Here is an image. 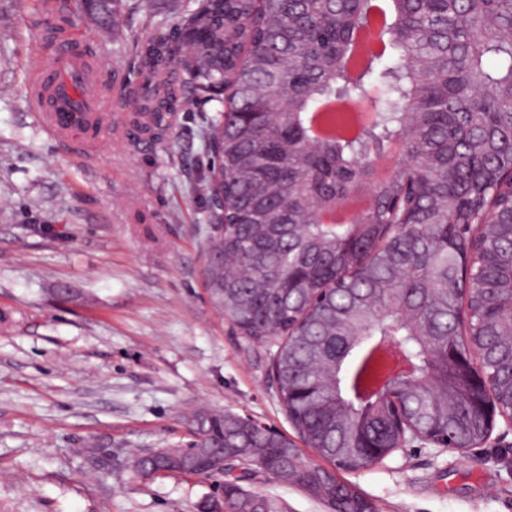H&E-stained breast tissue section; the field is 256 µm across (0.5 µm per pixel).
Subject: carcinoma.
<instances>
[{
    "label": "carcinoma",
    "mask_w": 512,
    "mask_h": 512,
    "mask_svg": "<svg viewBox=\"0 0 512 512\" xmlns=\"http://www.w3.org/2000/svg\"><path fill=\"white\" fill-rule=\"evenodd\" d=\"M388 15L382 49L349 65L356 30ZM197 36L180 62L148 37L140 72L175 67L151 121L162 132L193 98L233 79L216 110L224 238L207 272L214 306L246 339L279 341L271 370L298 436L337 469L398 452L401 429L440 442L469 436L448 350H478L512 401V0H198L172 28ZM356 134L321 139L317 113L367 100ZM217 102L224 103V97ZM399 153L380 170L376 156ZM203 440L184 466L147 456L139 469L203 475L224 457V508L270 512L237 468L283 485L329 489L334 512H374L358 490L306 460L286 437L230 413L195 417Z\"/></svg>",
    "instance_id": "cac0c4a2"
}]
</instances>
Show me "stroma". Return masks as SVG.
Instances as JSON below:
<instances>
[{
	"instance_id": "stroma-1",
	"label": "stroma",
	"mask_w": 512,
	"mask_h": 512,
	"mask_svg": "<svg viewBox=\"0 0 512 512\" xmlns=\"http://www.w3.org/2000/svg\"><path fill=\"white\" fill-rule=\"evenodd\" d=\"M187 0H118L111 23L81 0H0V512H197L223 476H134L152 448H184L203 412L295 439L275 394L272 347L247 342L203 280L209 154L218 104L177 113L158 140L126 142L104 117L98 146L50 136L26 101L30 64L58 21L136 82L137 46ZM375 512H512V433L468 457L405 448L340 472ZM270 512H330L261 473Z\"/></svg>"
}]
</instances>
